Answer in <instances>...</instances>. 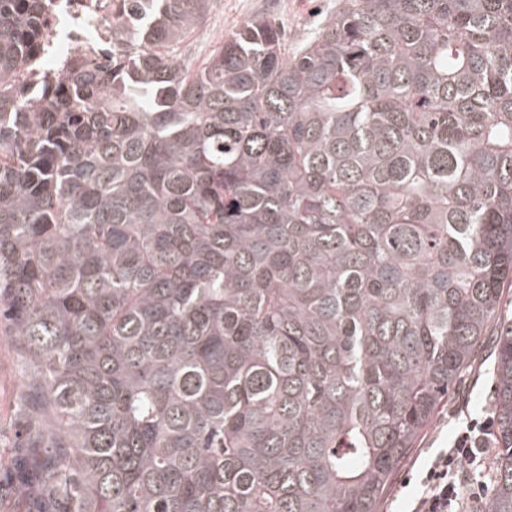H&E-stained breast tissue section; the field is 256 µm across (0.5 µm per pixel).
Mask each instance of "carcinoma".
Returning a JSON list of instances; mask_svg holds the SVG:
<instances>
[{
	"label": "carcinoma",
	"mask_w": 512,
	"mask_h": 512,
	"mask_svg": "<svg viewBox=\"0 0 512 512\" xmlns=\"http://www.w3.org/2000/svg\"><path fill=\"white\" fill-rule=\"evenodd\" d=\"M118 0L29 93L0 0V330L31 512H375L512 283V0H341L293 57ZM487 512H512V328Z\"/></svg>",
	"instance_id": "obj_1"
}]
</instances>
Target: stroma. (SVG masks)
Wrapping results in <instances>:
<instances>
[{
  "label": "stroma",
  "mask_w": 512,
  "mask_h": 512,
  "mask_svg": "<svg viewBox=\"0 0 512 512\" xmlns=\"http://www.w3.org/2000/svg\"><path fill=\"white\" fill-rule=\"evenodd\" d=\"M339 0H213L206 22L178 46L193 67L206 64L218 45L232 37L255 16L274 20L285 33V50L295 54L335 14ZM512 325V287H504L500 306L492 318L487 338L472 361L460 373L448 402L436 411L416 438L407 456L394 470L380 497L376 512H404L417 491L423 467L439 449L448 447L456 427L466 418L493 415V365L501 330ZM23 388L16 346L0 335V512H28L30 505L15 500L10 481L14 465L31 458L22 447L20 420L15 410Z\"/></svg>",
  "instance_id": "1"
}]
</instances>
